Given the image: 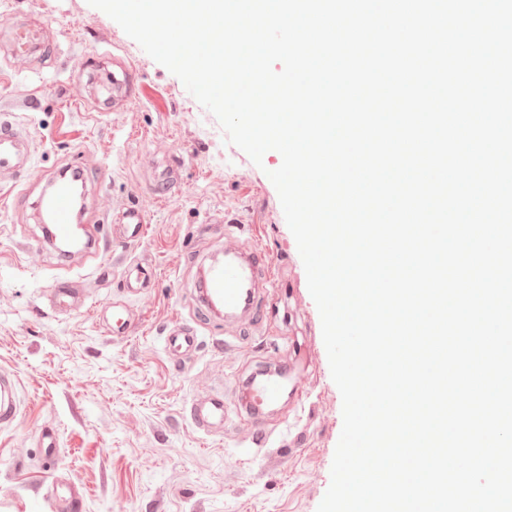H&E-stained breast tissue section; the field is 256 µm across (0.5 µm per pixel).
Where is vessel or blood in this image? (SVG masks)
<instances>
[{"instance_id": "vessel-or-blood-1", "label": "vessel or blood", "mask_w": 512, "mask_h": 512, "mask_svg": "<svg viewBox=\"0 0 512 512\" xmlns=\"http://www.w3.org/2000/svg\"><path fill=\"white\" fill-rule=\"evenodd\" d=\"M24 25L9 24V54L13 60L27 62L37 54L45 52L50 43L45 36L24 39ZM135 91V74L130 66H122L119 77L112 82L98 84L94 99L102 111L111 112L127 102ZM30 159L28 138L10 113L0 114V172L11 170L24 173ZM179 161H172L156 178L153 193L163 197L178 188ZM38 216L44 217L45 225L39 247L85 237L84 249L96 268L112 264L119 268L122 276L124 299L113 302L112 322L105 331L116 339H125L138 326V316L128 304L131 296L149 292L155 279V263L150 256L135 255L134 250L143 241L147 224V211L139 204L126 205L120 212H112L107 203L97 207L98 222L90 229L78 223L76 206L64 178H48L43 191L35 202ZM245 225L223 217L209 218L201 225L202 235L224 238L228 242L237 234L245 232ZM210 303L222 310L225 318L238 316L258 317L262 311V295L273 287L270 260L255 251H241L228 245L224 249L223 262L211 263L204 271ZM78 288L66 284L53 288L48 297V308L66 314L85 307ZM165 353L182 364L195 356L203 343L198 330L179 322L167 329L163 339ZM292 378L288 366L278 367L276 372L260 371L249 375L238 383V412L244 413L252 422L259 423L270 408L278 402ZM17 411L14 385L10 379L0 376V425L10 423ZM189 420L208 433L223 431L228 424V413L224 406L223 393H215L204 401L191 402Z\"/></svg>"}]
</instances>
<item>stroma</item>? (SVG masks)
Returning a JSON list of instances; mask_svg holds the SVG:
<instances>
[{"label": "stroma", "mask_w": 512, "mask_h": 512, "mask_svg": "<svg viewBox=\"0 0 512 512\" xmlns=\"http://www.w3.org/2000/svg\"><path fill=\"white\" fill-rule=\"evenodd\" d=\"M0 15L41 24L56 48L33 69L16 72L0 51V113L27 131L29 193L13 200L0 186V374L17 383L19 410L0 426V512H56L57 477L78 493L81 512H317L331 482L342 430V398L332 380L321 319L296 241L262 165L228 142L216 117L181 80L87 0H0ZM88 55H113L135 68L136 94L115 112L95 107L91 84L76 85ZM57 91L44 96L40 83ZM181 160L180 189L154 198L167 158ZM68 165L93 172L87 205L140 202L149 223L141 248L156 266L154 286L134 300L141 319L125 340L103 329L122 288L97 279L83 257L46 253L31 264L18 249L41 225L33 203L45 179ZM228 216L246 225L236 244L267 255L277 282L260 321L231 325L207 317L195 288L199 264L220 248L198 224ZM76 281L93 308L56 314L44 293ZM195 325L205 340L185 365L169 362L162 336L173 322ZM225 339L218 350L213 340ZM299 367L265 423L267 448L252 453L251 425L232 417L226 435H206L184 409L212 391L234 408L239 378L284 360ZM58 433L45 463L42 430Z\"/></svg>", "instance_id": "1"}]
</instances>
